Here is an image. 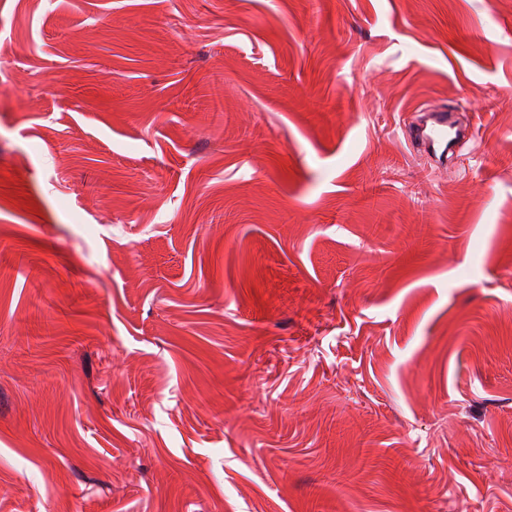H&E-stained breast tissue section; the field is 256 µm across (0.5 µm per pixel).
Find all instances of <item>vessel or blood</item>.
<instances>
[{
  "mask_svg": "<svg viewBox=\"0 0 512 512\" xmlns=\"http://www.w3.org/2000/svg\"><path fill=\"white\" fill-rule=\"evenodd\" d=\"M402 132L413 152L447 165L461 138L447 106L426 109L423 117L404 126Z\"/></svg>",
  "mask_w": 512,
  "mask_h": 512,
  "instance_id": "obj_1",
  "label": "vessel or blood"
}]
</instances>
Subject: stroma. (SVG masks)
Instances as JSON below:
<instances>
[{
    "mask_svg": "<svg viewBox=\"0 0 512 512\" xmlns=\"http://www.w3.org/2000/svg\"><path fill=\"white\" fill-rule=\"evenodd\" d=\"M0 506L512 512V0H0ZM424 111L421 119L404 126L402 132L413 152L447 166L448 159L455 152L458 139L468 136V130L455 128L447 105Z\"/></svg>",
    "mask_w": 512,
    "mask_h": 512,
    "instance_id": "obj_1",
    "label": "stroma"
}]
</instances>
